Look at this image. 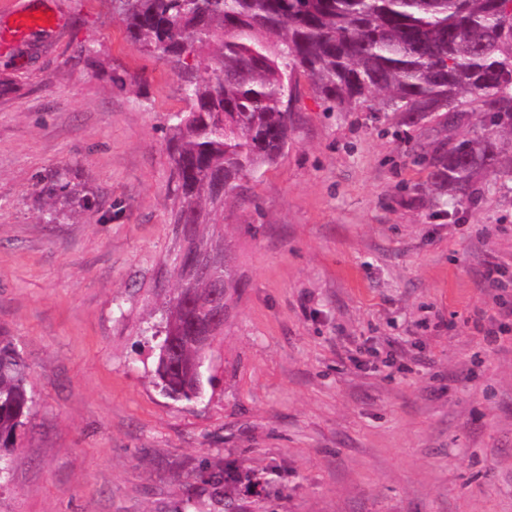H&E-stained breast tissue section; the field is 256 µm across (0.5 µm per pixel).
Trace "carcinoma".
Listing matches in <instances>:
<instances>
[{
    "label": "carcinoma",
    "mask_w": 512,
    "mask_h": 512,
    "mask_svg": "<svg viewBox=\"0 0 512 512\" xmlns=\"http://www.w3.org/2000/svg\"><path fill=\"white\" fill-rule=\"evenodd\" d=\"M142 49L183 74L188 109L169 115L170 153L184 246L165 309L167 356L156 385L192 400L211 383L198 377L216 337L205 324L209 279L198 275L203 230L241 182L288 150L294 123L287 97L304 76L326 112H392L425 141L416 156L453 211L482 199L489 177L512 180V0H112ZM479 99V129L458 139ZM28 365L0 335V463L31 413Z\"/></svg>",
    "instance_id": "cac0c4a2"
}]
</instances>
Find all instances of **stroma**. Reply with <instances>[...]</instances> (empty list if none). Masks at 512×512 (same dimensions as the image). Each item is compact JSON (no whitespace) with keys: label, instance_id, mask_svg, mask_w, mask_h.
<instances>
[{"label":"stroma","instance_id":"stroma-1","mask_svg":"<svg viewBox=\"0 0 512 512\" xmlns=\"http://www.w3.org/2000/svg\"><path fill=\"white\" fill-rule=\"evenodd\" d=\"M21 9L57 24L12 38ZM182 84L112 0H0V334L35 401L0 512H512V340L476 320L512 303L480 277L512 282V192L432 211L419 131L307 80L219 217L239 288L213 382L160 393Z\"/></svg>","mask_w":512,"mask_h":512}]
</instances>
